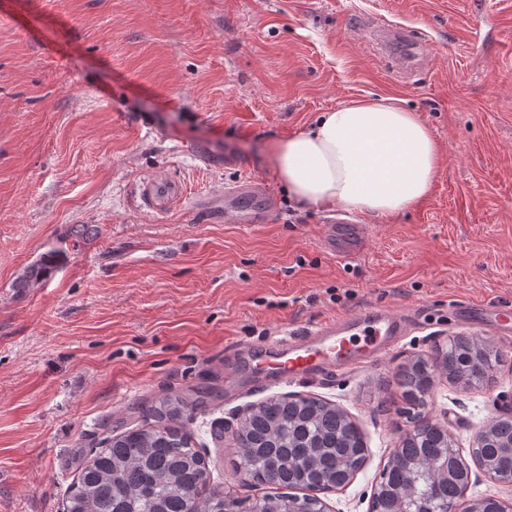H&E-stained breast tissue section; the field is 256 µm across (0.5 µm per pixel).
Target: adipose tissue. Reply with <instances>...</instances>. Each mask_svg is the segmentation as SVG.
I'll return each mask as SVG.
<instances>
[{"mask_svg": "<svg viewBox=\"0 0 512 512\" xmlns=\"http://www.w3.org/2000/svg\"><path fill=\"white\" fill-rule=\"evenodd\" d=\"M440 162L429 127L390 96L321 113L276 155L278 174L300 205L383 216L420 203Z\"/></svg>", "mask_w": 512, "mask_h": 512, "instance_id": "obj_1", "label": "adipose tissue"}]
</instances>
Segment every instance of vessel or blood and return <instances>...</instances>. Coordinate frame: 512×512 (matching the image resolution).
<instances>
[{
  "label": "vessel or blood",
  "mask_w": 512,
  "mask_h": 512,
  "mask_svg": "<svg viewBox=\"0 0 512 512\" xmlns=\"http://www.w3.org/2000/svg\"><path fill=\"white\" fill-rule=\"evenodd\" d=\"M178 183L155 176L139 185V200L146 211L160 214L180 201ZM344 243L358 252L364 243L360 226L337 221L325 244ZM456 311L468 319L494 322L512 311L508 302L465 303ZM407 320L385 307H371L351 315L323 321L316 329L290 336L283 345L266 348L254 363L255 375L266 382L319 377L359 363L389 350L406 331Z\"/></svg>",
  "instance_id": "vessel-or-blood-1"
}]
</instances>
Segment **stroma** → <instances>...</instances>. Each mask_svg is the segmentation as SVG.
<instances>
[{"instance_id":"1","label":"stroma","mask_w":512,"mask_h":512,"mask_svg":"<svg viewBox=\"0 0 512 512\" xmlns=\"http://www.w3.org/2000/svg\"><path fill=\"white\" fill-rule=\"evenodd\" d=\"M374 18L420 31L428 61L394 73L360 33ZM373 96L417 112L442 162L415 208L356 214L366 247L339 258L332 211L290 199L275 151ZM158 173L183 196L154 215L137 188ZM248 180L269 211L225 222V189ZM52 250L56 271L17 287ZM458 301L512 303V0H0V512H63L81 461L153 425L166 394L195 401L184 426L209 484L242 501L262 490L231 466L240 414L273 395L335 404L368 452L323 500L368 512L408 427L396 367L456 334L512 354ZM368 306L411 316L378 360L278 383L243 361L226 387L239 344ZM510 403L512 361L484 387L435 378L424 412L469 460V498L512 499L470 461Z\"/></svg>"}]
</instances>
